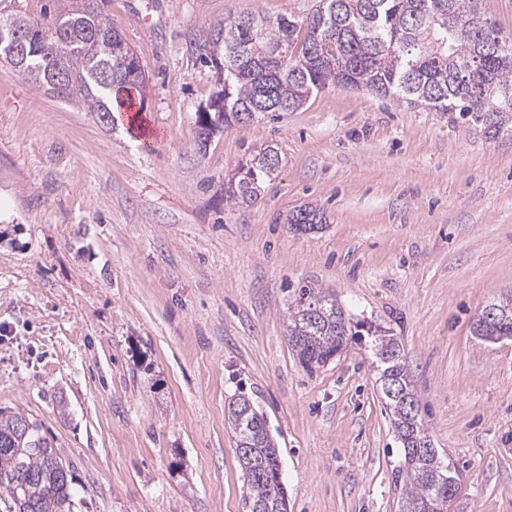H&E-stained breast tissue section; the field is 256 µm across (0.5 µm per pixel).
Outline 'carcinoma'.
<instances>
[{
	"mask_svg": "<svg viewBox=\"0 0 512 512\" xmlns=\"http://www.w3.org/2000/svg\"><path fill=\"white\" fill-rule=\"evenodd\" d=\"M58 2L47 23L25 13H3L0 27L33 32L22 75L113 126L118 107L143 91L145 75L122 68L134 51L95 0ZM281 43L290 48L286 56L271 50ZM191 47L205 64L223 62L216 70L220 89L198 116L199 128L210 133L276 110L293 112L312 94L337 87L433 108L491 142L512 140V36L484 16L478 0H319L301 21L253 14L220 19ZM60 51L68 80L51 83L45 71ZM280 160L272 145L246 160L224 184L225 201L257 199ZM325 221L313 206L286 217L302 232ZM495 306L500 318L486 326L474 323V335H512V298ZM287 330L297 337L293 349L309 370L325 365L348 341L368 337L380 385L391 378L416 407L411 413L386 398L403 457L400 512H441L440 503L455 497L458 478L438 453L418 447L429 434L398 339L379 325L346 317L334 294L308 286L288 307ZM227 423L237 447L256 449L251 457H239L247 478L246 505L287 512L279 454L264 416L237 398L229 403ZM61 462L41 423L0 408V512H74L73 472H62Z\"/></svg>",
	"mask_w": 512,
	"mask_h": 512,
	"instance_id": "carcinoma-1",
	"label": "carcinoma"
}]
</instances>
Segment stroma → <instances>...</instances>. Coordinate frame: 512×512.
Wrapping results in <instances>:
<instances>
[{
    "label": "stroma",
    "instance_id": "1",
    "mask_svg": "<svg viewBox=\"0 0 512 512\" xmlns=\"http://www.w3.org/2000/svg\"><path fill=\"white\" fill-rule=\"evenodd\" d=\"M147 83L141 127L103 125L0 64V407L40 421L74 512H249L225 419L248 396L288 512H398L399 444L367 347L306 370L287 337L302 286L403 345L428 433L455 465L448 512H512V340L472 334L512 294V141L430 108L326 88L216 132L189 42L317 0H98ZM278 146L256 201L224 182ZM311 205L326 222L289 231Z\"/></svg>",
    "mask_w": 512,
    "mask_h": 512
}]
</instances>
